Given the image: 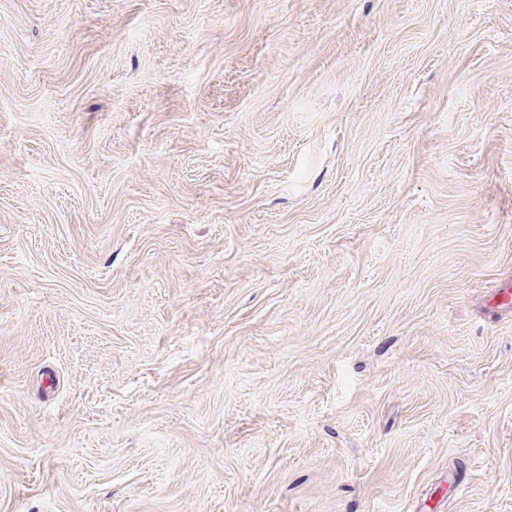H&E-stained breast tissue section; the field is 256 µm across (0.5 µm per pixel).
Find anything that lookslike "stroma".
Wrapping results in <instances>:
<instances>
[{"label":"stroma","instance_id":"obj_1","mask_svg":"<svg viewBox=\"0 0 512 512\" xmlns=\"http://www.w3.org/2000/svg\"><path fill=\"white\" fill-rule=\"evenodd\" d=\"M509 277L512 0H0V512H512ZM485 317H503L512 313V279L502 280L481 303Z\"/></svg>","mask_w":512,"mask_h":512}]
</instances>
